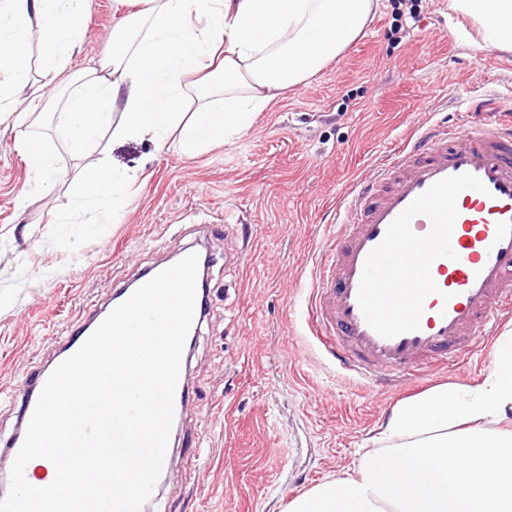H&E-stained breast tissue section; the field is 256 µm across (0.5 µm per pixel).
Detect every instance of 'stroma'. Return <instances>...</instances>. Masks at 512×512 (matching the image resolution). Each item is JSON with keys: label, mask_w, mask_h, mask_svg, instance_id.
Masks as SVG:
<instances>
[{"label": "stroma", "mask_w": 512, "mask_h": 512, "mask_svg": "<svg viewBox=\"0 0 512 512\" xmlns=\"http://www.w3.org/2000/svg\"><path fill=\"white\" fill-rule=\"evenodd\" d=\"M84 52L97 66L122 18L86 0ZM393 0L336 60L261 112L244 135L196 157L176 136L104 138L113 167L139 170L117 221L76 213L83 162L54 97L33 128L60 182L46 184L0 122V446L18 424L13 395L49 364L72 325L182 247L207 252L208 302L186 353L188 395L151 512H286L288 502L352 469L401 401L448 384L480 385L498 336L463 360L389 390L336 372L307 324L304 300L336 230V207L377 158L441 117L472 120L489 100L512 106V54L481 49L448 0H421L395 37Z\"/></svg>", "instance_id": "obj_1"}]
</instances>
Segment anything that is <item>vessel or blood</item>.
Returning <instances> with one entry per match:
<instances>
[{
    "instance_id": "1",
    "label": "vessel or blood",
    "mask_w": 512,
    "mask_h": 512,
    "mask_svg": "<svg viewBox=\"0 0 512 512\" xmlns=\"http://www.w3.org/2000/svg\"><path fill=\"white\" fill-rule=\"evenodd\" d=\"M314 336L337 369L413 380L461 359L512 313V112L493 125L423 127L354 183L309 294ZM0 454L16 458L37 403Z\"/></svg>"
}]
</instances>
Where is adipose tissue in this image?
I'll return each mask as SVG.
<instances>
[{"label": "adipose tissue", "instance_id": "adipose-tissue-1", "mask_svg": "<svg viewBox=\"0 0 512 512\" xmlns=\"http://www.w3.org/2000/svg\"><path fill=\"white\" fill-rule=\"evenodd\" d=\"M85 0H0V105L30 168L58 177L30 129L58 86L70 142L87 162L90 200H120L139 173L112 167L103 133L162 142L183 155L248 131L259 112L314 77L357 39L380 0H125L99 67L72 72L82 51ZM483 45L512 51V0H449ZM39 48L42 85L30 81ZM351 473L292 499L286 512H512V336L502 337L481 385L439 386L392 411Z\"/></svg>", "mask_w": 512, "mask_h": 512}]
</instances>
